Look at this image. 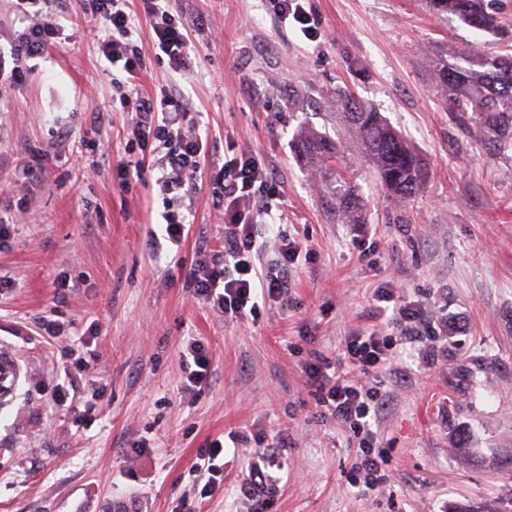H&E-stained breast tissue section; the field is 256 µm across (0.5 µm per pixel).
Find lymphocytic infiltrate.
Listing matches in <instances>:
<instances>
[{"mask_svg":"<svg viewBox=\"0 0 512 512\" xmlns=\"http://www.w3.org/2000/svg\"><path fill=\"white\" fill-rule=\"evenodd\" d=\"M49 2L13 0L23 26L7 44H0V86L26 84L32 74L26 60L44 56L56 46L62 25L56 14L46 11ZM143 10L153 46L167 57L171 73L189 70L195 48L191 34L200 27V17L179 12L174 0H144ZM84 16L97 33L98 51L111 68L112 88L121 105L136 112L133 157L119 166L120 183L125 186L130 179L146 176L153 179L165 203V236L171 245L181 247L190 228L183 203L197 191L196 178L209 151L197 129L199 111L175 84H164L152 95L141 91L142 49L135 39L137 28L127 11V0H84ZM215 191L224 200V243L221 248L204 250L201 260L185 268L184 280L192 296L236 322L257 317L261 304L286 305L288 267L308 255L309 249L286 231H276L279 246L269 261H262L265 234L274 231L276 192L271 173L251 155H228L218 171ZM390 326L388 334L373 331L345 339L344 361L364 375V382L348 379L339 364L317 351L311 352L303 366L321 417L343 424L356 438L355 483L370 491L384 483L389 466L373 426L390 401L383 374L395 344L417 348L430 362L448 338L447 323L431 322L424 308L411 304L397 308ZM228 441H252L267 448L269 465L250 464L240 492L250 512H269L267 489L274 480L270 468L279 465L288 448L287 435L267 438L232 432L227 439L207 441L198 455L209 473L201 498L212 497L224 482L222 459Z\"/></svg>","mask_w":512,"mask_h":512,"instance_id":"lymphocytic-infiltrate-1","label":"lymphocytic infiltrate"}]
</instances>
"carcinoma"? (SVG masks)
Instances as JSON below:
<instances>
[{"label":"carcinoma","mask_w":512,"mask_h":512,"mask_svg":"<svg viewBox=\"0 0 512 512\" xmlns=\"http://www.w3.org/2000/svg\"><path fill=\"white\" fill-rule=\"evenodd\" d=\"M491 0H426L435 16L453 14L471 28L495 33L498 30ZM465 65L448 66L441 59L434 72L445 88L446 102L452 112L471 113L470 119L486 132L488 145L496 147L512 141V59L464 57ZM336 111L348 121L356 147L368 159L381 187L395 199L405 202L417 196L426 185L428 169L421 156L371 105L365 101L340 95ZM296 142L303 161L329 171L322 177L325 197L338 215L354 224L359 218L361 200L351 178L336 169V161L347 147L341 139L327 133L302 129ZM15 365L0 354V406L15 382Z\"/></svg>","instance_id":"1"}]
</instances>
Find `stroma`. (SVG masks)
I'll return each mask as SVG.
<instances>
[{
	"label": "stroma",
	"instance_id": "35a3bbf8",
	"mask_svg": "<svg viewBox=\"0 0 512 512\" xmlns=\"http://www.w3.org/2000/svg\"><path fill=\"white\" fill-rule=\"evenodd\" d=\"M177 3L209 31L176 77L155 57L142 0L128 8L143 92L176 81L208 138L181 257L221 243L213 187L230 151L271 172L283 224L312 253L289 275L287 305L255 320L231 322L195 300L170 250L150 238L162 197L140 181L119 185L132 115L112 98L83 0H55L64 41L34 60L32 81L0 89V209L31 212L0 242V352L17 369L0 409V512H181L204 484L192 467L206 441L260 430L292 442L268 489L271 512H512V468L501 464L512 456V145L487 155L483 131L449 111L432 67L441 49L452 65L472 47L512 53V0H493L501 32L480 36L424 0H302L314 38L281 22L269 0ZM343 91L381 112L429 168L425 191L402 203L347 152L340 169L364 202L355 228L326 206L294 145L303 126L337 133ZM90 129L104 153L61 150L49 177L14 191L34 150ZM388 285L460 330L430 366L396 345L378 420L388 479L364 492L349 482L357 442L318 416L302 366L310 350L335 361L346 336L386 331L375 291ZM44 315L57 337L41 336ZM193 340L213 361L198 394L180 386ZM65 390L79 397L83 424L61 404ZM259 453L251 442L225 454L224 489L201 512H246L239 488Z\"/></svg>",
	"mask_w": 512,
	"mask_h": 512
}]
</instances>
